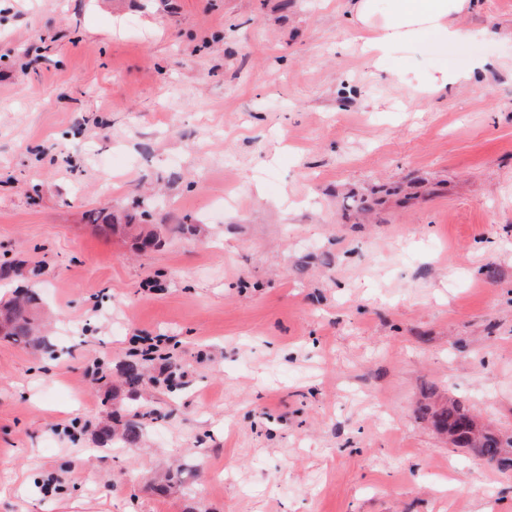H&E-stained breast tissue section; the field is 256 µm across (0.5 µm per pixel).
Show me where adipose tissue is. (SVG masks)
Segmentation results:
<instances>
[{"label": "adipose tissue", "mask_w": 512, "mask_h": 512, "mask_svg": "<svg viewBox=\"0 0 512 512\" xmlns=\"http://www.w3.org/2000/svg\"><path fill=\"white\" fill-rule=\"evenodd\" d=\"M389 13L381 15L375 0H353L350 17L354 24L369 30L373 38L368 52L384 56L396 42L419 44L432 41L456 45L466 41L469 32L454 24L456 16L474 8L477 0H392Z\"/></svg>", "instance_id": "obj_1"}]
</instances>
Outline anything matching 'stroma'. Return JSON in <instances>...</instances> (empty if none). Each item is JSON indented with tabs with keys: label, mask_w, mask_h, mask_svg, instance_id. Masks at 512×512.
I'll list each match as a JSON object with an SVG mask.
<instances>
[{
	"label": "stroma",
	"mask_w": 512,
	"mask_h": 512,
	"mask_svg": "<svg viewBox=\"0 0 512 512\" xmlns=\"http://www.w3.org/2000/svg\"><path fill=\"white\" fill-rule=\"evenodd\" d=\"M350 9L0 0V262L53 346L0 338V512H512L428 412L512 433V0L379 60ZM493 63L488 60H477L474 62L471 70L466 73H461L456 70H441L439 76H435L431 82L429 92L439 93L444 91L448 86L453 85L459 81L470 79L474 71L488 72ZM102 224H96L106 233L122 232L133 236L140 248H151L156 245V236L145 231L141 224H112V213L101 217ZM140 414H134L131 418L125 415L114 414L112 428H104L98 438L104 445H121V448H136L140 445L143 436L144 423Z\"/></svg>",
	"instance_id": "1"
}]
</instances>
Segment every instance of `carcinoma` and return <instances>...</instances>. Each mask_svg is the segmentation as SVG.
<instances>
[{"label":"carcinoma","mask_w":512,"mask_h":512,"mask_svg":"<svg viewBox=\"0 0 512 512\" xmlns=\"http://www.w3.org/2000/svg\"><path fill=\"white\" fill-rule=\"evenodd\" d=\"M99 228L106 233L122 232L133 236L140 248H151L156 245V236L145 231L140 224H114L112 214L101 217ZM32 296H15L9 300H0V315L4 317L5 324L0 328V337L15 344L31 346L44 350H51V345L44 337L38 335L34 324ZM123 384L128 391H137L145 380V373L136 363H128L122 370ZM114 426L100 431L98 438L103 445H119L123 448H136L140 445L143 436L144 423L140 415L130 418L114 415ZM437 428L448 436L454 438V443L460 448H473L481 456H486L498 462L503 470L512 469V440L504 441L498 435L488 432H479L478 444L471 445V434L475 421L460 405L450 402L435 414Z\"/></svg>","instance_id":"1"}]
</instances>
